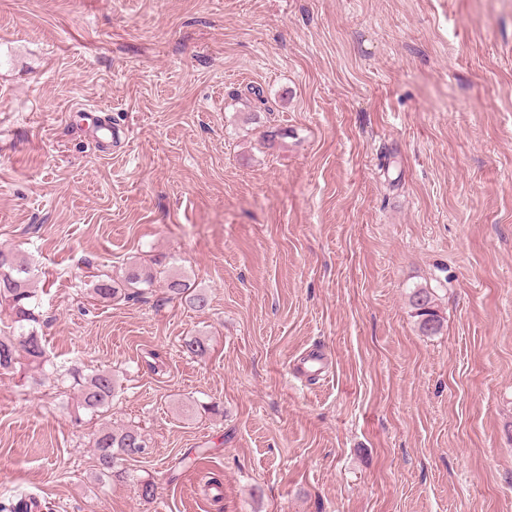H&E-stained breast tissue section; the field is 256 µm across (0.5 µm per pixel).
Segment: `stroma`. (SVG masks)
<instances>
[{
	"instance_id": "1",
	"label": "stroma",
	"mask_w": 512,
	"mask_h": 512,
	"mask_svg": "<svg viewBox=\"0 0 512 512\" xmlns=\"http://www.w3.org/2000/svg\"><path fill=\"white\" fill-rule=\"evenodd\" d=\"M0 246L47 350L42 385L0 375V501L512 512V0H0ZM161 255L205 310L91 297ZM74 366L112 371L107 411ZM104 424L147 435L120 479ZM410 304L423 333L435 334L441 329L442 317L439 315L429 291L414 289L410 294ZM74 386L78 387V407L91 414L102 413L109 408L115 397L117 385L112 371L98 369L91 374H83L78 369L71 372Z\"/></svg>"
}]
</instances>
